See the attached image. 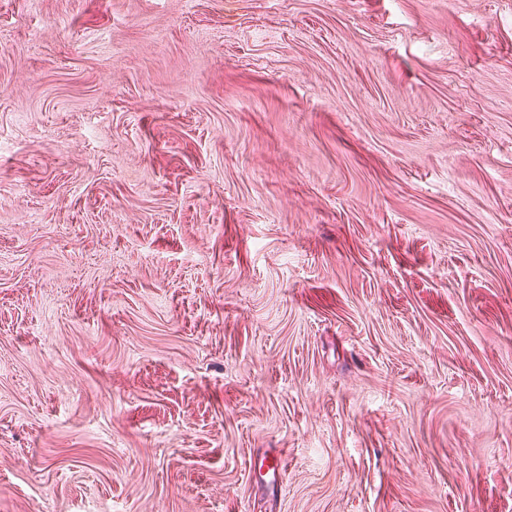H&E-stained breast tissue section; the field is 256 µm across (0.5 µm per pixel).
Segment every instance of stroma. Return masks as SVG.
Instances as JSON below:
<instances>
[{
  "label": "stroma",
  "mask_w": 512,
  "mask_h": 512,
  "mask_svg": "<svg viewBox=\"0 0 512 512\" xmlns=\"http://www.w3.org/2000/svg\"><path fill=\"white\" fill-rule=\"evenodd\" d=\"M0 512H512V0H0Z\"/></svg>",
  "instance_id": "1"
}]
</instances>
